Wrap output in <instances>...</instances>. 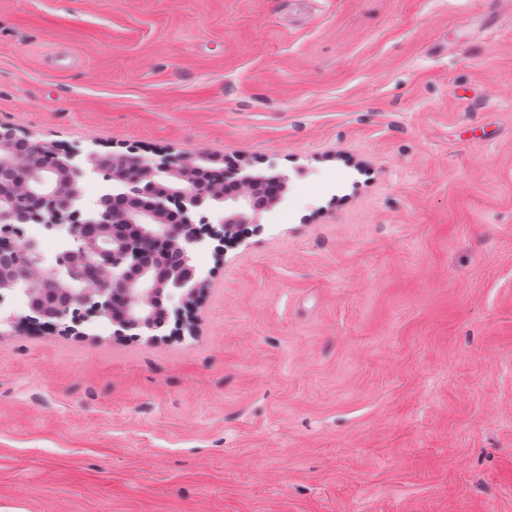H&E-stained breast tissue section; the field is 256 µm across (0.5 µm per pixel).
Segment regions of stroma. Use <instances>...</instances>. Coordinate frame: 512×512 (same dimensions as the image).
Listing matches in <instances>:
<instances>
[{
  "label": "stroma",
  "instance_id": "35a3bbf8",
  "mask_svg": "<svg viewBox=\"0 0 512 512\" xmlns=\"http://www.w3.org/2000/svg\"><path fill=\"white\" fill-rule=\"evenodd\" d=\"M0 0V125L284 172L156 338L0 335V512H512L497 0Z\"/></svg>",
  "mask_w": 512,
  "mask_h": 512
}]
</instances>
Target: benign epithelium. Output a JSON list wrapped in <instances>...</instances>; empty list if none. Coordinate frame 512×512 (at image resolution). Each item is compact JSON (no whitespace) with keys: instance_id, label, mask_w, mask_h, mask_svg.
Wrapping results in <instances>:
<instances>
[{"instance_id":"benign-epithelium-1","label":"benign epithelium","mask_w":512,"mask_h":512,"mask_svg":"<svg viewBox=\"0 0 512 512\" xmlns=\"http://www.w3.org/2000/svg\"><path fill=\"white\" fill-rule=\"evenodd\" d=\"M74 158L75 153L69 152L66 159L60 161L66 175V187L61 193L56 192L53 182L42 174L25 172L24 180L29 182L31 193L43 200V207L39 211H26L14 199L0 193L1 223L34 222L50 230L66 227L72 238L66 252L53 262L45 259L34 240H27L17 247L10 237L0 238V252L9 253L10 258L9 275H0V300L5 294L19 288L28 289L34 297L29 303L30 316L24 321L36 328L65 324L70 307L76 302L87 305L91 314L99 315L122 298L123 313L115 320L119 326L118 333L129 329L152 332L157 330V326L146 306V298L162 286L166 287L169 300L175 303L177 320L183 322L189 299L201 288L202 278L191 265V255L204 240V235L223 241L245 224L260 225L263 218L264 211L254 207L252 196L247 193L223 200L211 194L203 185L188 183L187 169L207 163L203 157L180 164L167 156L148 158L135 155L129 159L131 168L112 174V185L141 193L144 183L138 170H143L152 182L166 185L170 192L188 202L183 209L182 223L168 224L158 211L129 214L122 219L129 233L107 236L91 244L78 232V225L73 223L79 215L77 207L82 199L81 179L85 175V170L74 163ZM200 209L222 212L219 224L209 226L202 232L195 230L192 215ZM113 221L112 213L100 205L84 217V222L100 224L106 229ZM174 242L180 243L186 255L187 266L183 269L160 279L139 267L144 250ZM103 274L106 275V286L90 291L88 285L99 281ZM52 286L61 288L63 301L48 310L42 302L41 289Z\"/></svg>"}]
</instances>
